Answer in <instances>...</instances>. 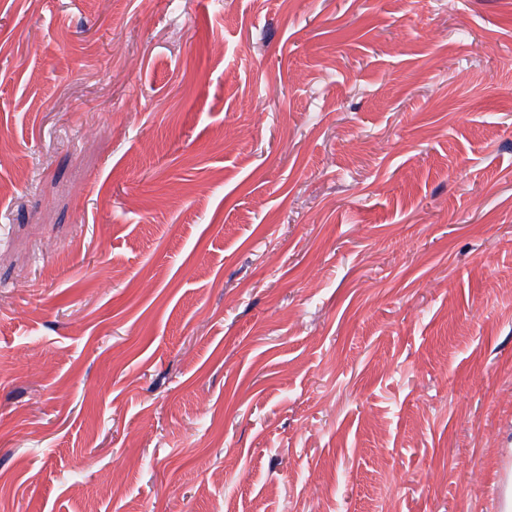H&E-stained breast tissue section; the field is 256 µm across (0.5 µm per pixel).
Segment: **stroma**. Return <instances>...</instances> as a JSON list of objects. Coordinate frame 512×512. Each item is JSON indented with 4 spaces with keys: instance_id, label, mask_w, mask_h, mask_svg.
Segmentation results:
<instances>
[{
    "instance_id": "obj_1",
    "label": "stroma",
    "mask_w": 512,
    "mask_h": 512,
    "mask_svg": "<svg viewBox=\"0 0 512 512\" xmlns=\"http://www.w3.org/2000/svg\"><path fill=\"white\" fill-rule=\"evenodd\" d=\"M512 0H0V512H499Z\"/></svg>"
}]
</instances>
